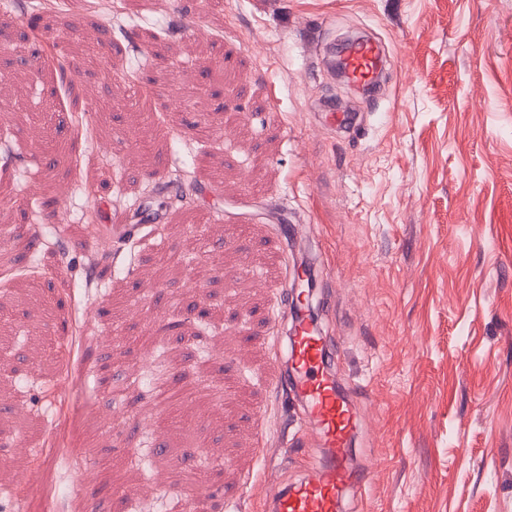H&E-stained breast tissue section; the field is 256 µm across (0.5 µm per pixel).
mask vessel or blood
Returning a JSON list of instances; mask_svg holds the SVG:
<instances>
[{
    "mask_svg": "<svg viewBox=\"0 0 512 512\" xmlns=\"http://www.w3.org/2000/svg\"><path fill=\"white\" fill-rule=\"evenodd\" d=\"M377 72L375 44H354L347 62L351 82L373 84ZM286 345L289 366L274 368L270 384L301 403L303 423L315 431L321 459L299 481L268 492L269 512H342L343 503L363 494L372 476L371 466L353 459L352 437L360 426L359 412L338 392L333 343L309 317L292 321Z\"/></svg>",
    "mask_w": 512,
    "mask_h": 512,
    "instance_id": "obj_1",
    "label": "vessel or blood"
}]
</instances>
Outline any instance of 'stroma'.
I'll return each instance as SVG.
<instances>
[{
  "instance_id": "35a3bbf8",
  "label": "stroma",
  "mask_w": 512,
  "mask_h": 512,
  "mask_svg": "<svg viewBox=\"0 0 512 512\" xmlns=\"http://www.w3.org/2000/svg\"><path fill=\"white\" fill-rule=\"evenodd\" d=\"M116 5L34 27L0 8V151L25 159L0 174V231L6 259L38 267L0 292V512L19 488L23 512H171L188 481L210 512H265L264 480L305 475L301 409L268 384L285 223L310 228L319 323L365 417L354 451L374 474L344 512H512V0ZM185 18L208 37H164ZM103 29L105 69L84 41ZM352 29L389 52L367 98L322 63ZM334 112L357 126L326 127ZM178 159L190 204L129 272L99 266L89 292L58 273V244L117 240ZM220 214L228 239L204 251ZM157 363L166 403L144 383Z\"/></svg>"
}]
</instances>
